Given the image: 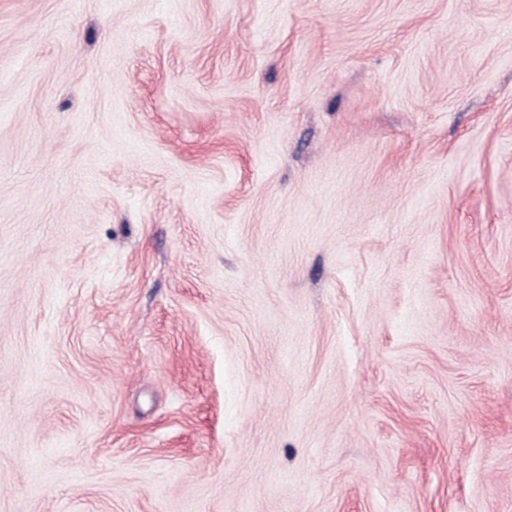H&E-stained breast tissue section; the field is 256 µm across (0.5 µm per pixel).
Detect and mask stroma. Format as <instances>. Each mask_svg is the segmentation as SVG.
<instances>
[{
	"label": "stroma",
	"instance_id": "1",
	"mask_svg": "<svg viewBox=\"0 0 512 512\" xmlns=\"http://www.w3.org/2000/svg\"><path fill=\"white\" fill-rule=\"evenodd\" d=\"M0 512H512V0H0Z\"/></svg>",
	"mask_w": 512,
	"mask_h": 512
}]
</instances>
